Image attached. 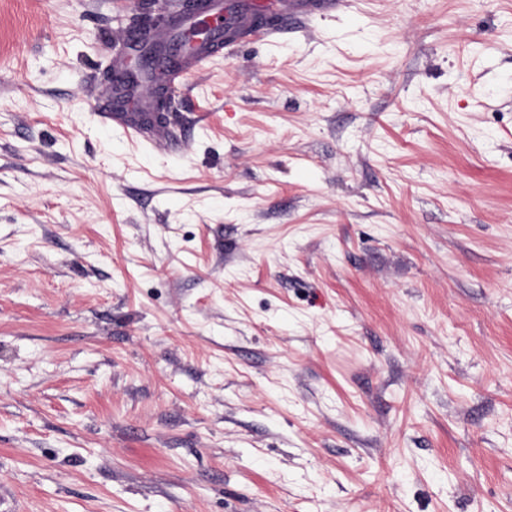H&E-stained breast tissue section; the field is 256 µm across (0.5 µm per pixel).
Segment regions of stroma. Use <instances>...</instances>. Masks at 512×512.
Here are the masks:
<instances>
[{
    "label": "stroma",
    "instance_id": "35a3bbf8",
    "mask_svg": "<svg viewBox=\"0 0 512 512\" xmlns=\"http://www.w3.org/2000/svg\"><path fill=\"white\" fill-rule=\"evenodd\" d=\"M149 0H0L17 512H512V0H344L102 121Z\"/></svg>",
    "mask_w": 512,
    "mask_h": 512
}]
</instances>
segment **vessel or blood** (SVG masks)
<instances>
[{"label":"vessel or blood","mask_w":512,"mask_h":512,"mask_svg":"<svg viewBox=\"0 0 512 512\" xmlns=\"http://www.w3.org/2000/svg\"><path fill=\"white\" fill-rule=\"evenodd\" d=\"M342 3L343 0H276L271 19L260 27L254 24L251 6L240 7L234 22L236 34L232 39L224 40L225 46L230 49L257 37L287 36L297 20L334 12ZM170 7L175 24L156 30L152 50L144 49L136 27L124 28L122 42L126 48L138 52L141 63L132 73L123 66H116L115 78L104 90L110 101L107 119L138 137L144 134V124L152 120L151 113L142 109L147 101L146 87L159 81L171 88L183 85L194 67L209 55L204 48L191 55L181 52L177 31L193 25L196 16L187 11L184 0H171Z\"/></svg>","instance_id":"b4317fda"}]
</instances>
